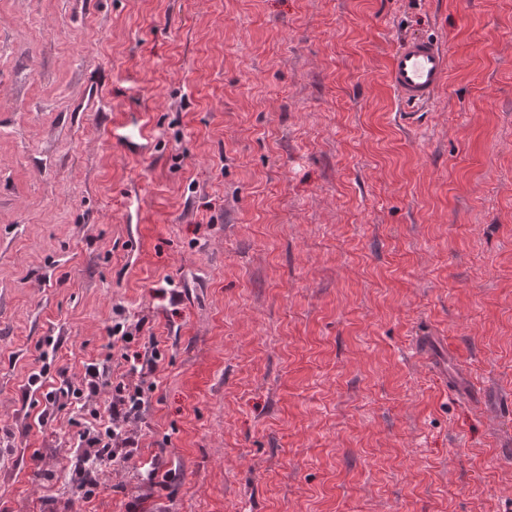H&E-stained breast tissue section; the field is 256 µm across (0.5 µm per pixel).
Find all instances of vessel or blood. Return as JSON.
Instances as JSON below:
<instances>
[{
  "label": "vessel or blood",
  "mask_w": 512,
  "mask_h": 512,
  "mask_svg": "<svg viewBox=\"0 0 512 512\" xmlns=\"http://www.w3.org/2000/svg\"><path fill=\"white\" fill-rule=\"evenodd\" d=\"M448 75L447 51L433 39H406L392 53L388 78L399 101L405 106H426Z\"/></svg>",
  "instance_id": "b4317fda"
}]
</instances>
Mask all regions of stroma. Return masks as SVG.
Returning <instances> with one entry per match:
<instances>
[{
    "instance_id": "35a3bbf8",
    "label": "stroma",
    "mask_w": 512,
    "mask_h": 512,
    "mask_svg": "<svg viewBox=\"0 0 512 512\" xmlns=\"http://www.w3.org/2000/svg\"><path fill=\"white\" fill-rule=\"evenodd\" d=\"M0 512H512V0H0ZM448 75L446 49L428 37L406 39L392 53L389 82L399 101L407 107L426 106ZM102 392H112L119 396V404L112 405V414L107 420L101 419L96 413L91 414L93 421L85 422L87 426L80 429L77 433L76 444L77 462L85 457L89 460L97 461L102 465H110L119 452H123L126 459H132L136 456L135 451L128 448H112V439L120 432L118 419H126L131 415H136L142 407L143 401L140 391L131 390L123 382H112V378H106L100 366L89 364L86 368L84 379L79 385H73L64 381L54 390L45 394L48 403H54L58 394L69 396L77 401H81L83 406L89 405L95 397Z\"/></svg>"
}]
</instances>
